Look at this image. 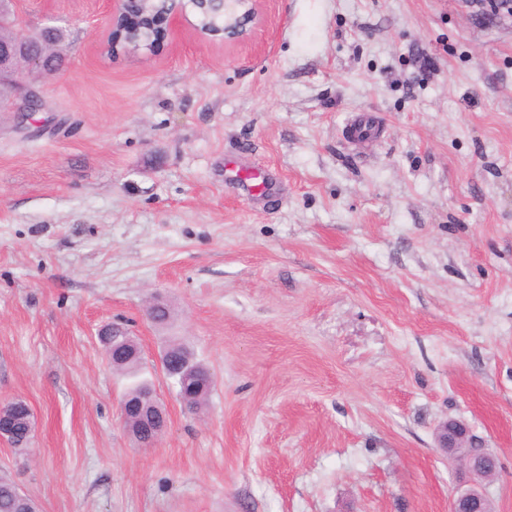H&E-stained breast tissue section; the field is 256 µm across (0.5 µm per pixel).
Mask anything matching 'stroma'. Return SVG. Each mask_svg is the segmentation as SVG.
Instances as JSON below:
<instances>
[{"label": "stroma", "instance_id": "stroma-1", "mask_svg": "<svg viewBox=\"0 0 512 512\" xmlns=\"http://www.w3.org/2000/svg\"><path fill=\"white\" fill-rule=\"evenodd\" d=\"M17 11L72 32L40 107L0 112V404L36 423L0 469L40 512H450L451 419L512 512V15L260 0L249 40L184 17L109 55L105 0ZM116 319L167 413L149 448L99 341ZM173 337L214 377L202 411L161 370ZM233 172L234 174L230 178L249 192H254L257 189L264 192L268 189V182L262 171L237 169L233 170ZM437 448H442L449 459L461 462L475 475L483 473L486 461L494 457L464 422L454 419L440 427Z\"/></svg>", "mask_w": 512, "mask_h": 512}]
</instances>
